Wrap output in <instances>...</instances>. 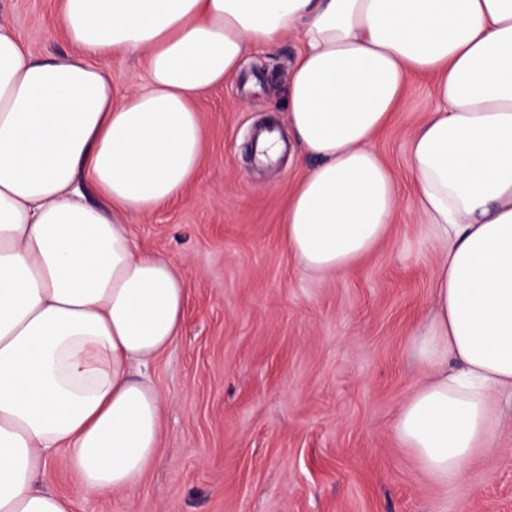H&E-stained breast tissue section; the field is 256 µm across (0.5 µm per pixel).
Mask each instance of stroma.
I'll return each mask as SVG.
<instances>
[{
    "label": "stroma",
    "instance_id": "35a3bbf8",
    "mask_svg": "<svg viewBox=\"0 0 512 512\" xmlns=\"http://www.w3.org/2000/svg\"><path fill=\"white\" fill-rule=\"evenodd\" d=\"M62 0H0L37 58L74 53L53 23ZM300 49L251 53L195 100L199 176L127 222L137 246L175 259L187 303L182 336L151 365L163 401L156 466L134 489L77 498L75 512H512V406L490 451L465 475L432 483L396 438L423 379L414 355L430 314L441 248L416 215L407 146L434 107L412 78L373 146L396 178L386 238L353 269L320 278L296 263L282 216L305 167L295 154L257 165L267 123L287 130L281 87Z\"/></svg>",
    "mask_w": 512,
    "mask_h": 512
}]
</instances>
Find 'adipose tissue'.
<instances>
[{
  "instance_id": "adipose-tissue-1",
  "label": "adipose tissue",
  "mask_w": 512,
  "mask_h": 512,
  "mask_svg": "<svg viewBox=\"0 0 512 512\" xmlns=\"http://www.w3.org/2000/svg\"><path fill=\"white\" fill-rule=\"evenodd\" d=\"M56 23L76 51L51 61L0 24V512H74L38 485L53 463L84 497L155 465L163 402L145 371L186 295L125 217L197 177L193 98L291 34L287 122L312 164L282 224L313 273L342 275L385 238L398 194L372 141L409 76L433 80L408 152L443 254L415 345L425 379L394 432L432 480L462 478L512 402V0H64ZM137 57L144 83L114 97L112 59Z\"/></svg>"
}]
</instances>
